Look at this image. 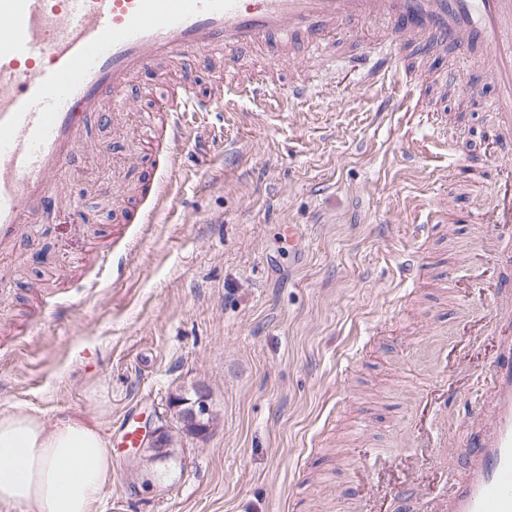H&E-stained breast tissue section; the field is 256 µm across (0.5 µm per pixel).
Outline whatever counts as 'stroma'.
Here are the masks:
<instances>
[{
  "label": "stroma",
  "mask_w": 512,
  "mask_h": 512,
  "mask_svg": "<svg viewBox=\"0 0 512 512\" xmlns=\"http://www.w3.org/2000/svg\"><path fill=\"white\" fill-rule=\"evenodd\" d=\"M340 37L322 65L291 51L267 104L240 98L189 116L188 136L152 150L137 137L150 89L216 72L136 79L132 108L94 125V155L71 189L96 216L56 209L0 262V404L52 421L107 407L112 483L102 512H414L448 498V451L478 430V381L496 352L492 293L512 281L477 222L512 197V159L483 98L449 91V55L415 53L406 86L364 85L343 62L376 40ZM305 81L303 99L282 94ZM436 114L448 140L431 142ZM180 166L165 173L170 150ZM164 175L173 204L148 227L119 223L112 197L139 202ZM448 206L436 210L435 204ZM431 225L428 237L418 225ZM419 250L421 280L401 283ZM123 263L108 275L100 257ZM59 290L54 306L42 284ZM447 378L433 404L418 393ZM208 386L217 423L175 435V454L136 467L126 412L169 418L172 394Z\"/></svg>",
  "instance_id": "35a3bbf8"
}]
</instances>
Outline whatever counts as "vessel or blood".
I'll return each mask as SVG.
<instances>
[{
	"label": "vessel or blood",
	"instance_id": "1",
	"mask_svg": "<svg viewBox=\"0 0 512 512\" xmlns=\"http://www.w3.org/2000/svg\"><path fill=\"white\" fill-rule=\"evenodd\" d=\"M359 23L377 26L382 44L375 57H349L362 81L398 79L405 43L451 50L468 94L492 85L501 151L512 153V0H0V259L38 211L68 207L90 223L66 191L68 165L92 151L104 104L129 107L139 74L223 59L224 86L157 97L176 144L189 113L230 105L233 92L259 102L272 92L267 78H241L242 53L300 41L318 59ZM480 384L483 428L448 451V512H512V340Z\"/></svg>",
	"mask_w": 512,
	"mask_h": 512
}]
</instances>
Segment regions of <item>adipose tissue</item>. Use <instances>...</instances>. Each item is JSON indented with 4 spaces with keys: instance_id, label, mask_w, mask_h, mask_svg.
<instances>
[{
    "instance_id": "adipose-tissue-1",
    "label": "adipose tissue",
    "mask_w": 512,
    "mask_h": 512,
    "mask_svg": "<svg viewBox=\"0 0 512 512\" xmlns=\"http://www.w3.org/2000/svg\"><path fill=\"white\" fill-rule=\"evenodd\" d=\"M112 466L104 413L51 422L0 406V512H101Z\"/></svg>"
}]
</instances>
